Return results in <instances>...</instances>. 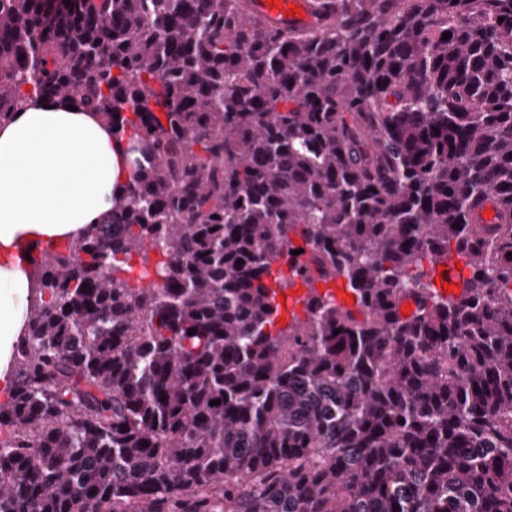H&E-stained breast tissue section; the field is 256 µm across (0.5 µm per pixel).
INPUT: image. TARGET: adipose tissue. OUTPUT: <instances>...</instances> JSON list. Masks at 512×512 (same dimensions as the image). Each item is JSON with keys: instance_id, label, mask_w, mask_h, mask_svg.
<instances>
[{"instance_id": "adipose-tissue-1", "label": "adipose tissue", "mask_w": 512, "mask_h": 512, "mask_svg": "<svg viewBox=\"0 0 512 512\" xmlns=\"http://www.w3.org/2000/svg\"><path fill=\"white\" fill-rule=\"evenodd\" d=\"M130 172L124 144L97 113L33 96L0 126V389L12 381V346L38 293L28 249L86 233Z\"/></svg>"}]
</instances>
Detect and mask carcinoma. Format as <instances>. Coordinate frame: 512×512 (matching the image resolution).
<instances>
[{
    "label": "carcinoma",
    "instance_id": "cac0c4a2",
    "mask_svg": "<svg viewBox=\"0 0 512 512\" xmlns=\"http://www.w3.org/2000/svg\"><path fill=\"white\" fill-rule=\"evenodd\" d=\"M248 2L0 0V124L147 160L30 253L0 512H512V0ZM250 11L271 26L288 28H307L315 24L316 18L311 7V0H277L276 7H272L266 0H250ZM300 6V14L289 15L290 6Z\"/></svg>",
    "mask_w": 512,
    "mask_h": 512
}]
</instances>
